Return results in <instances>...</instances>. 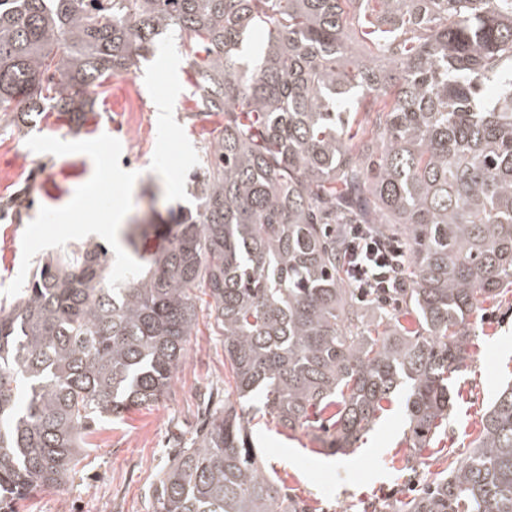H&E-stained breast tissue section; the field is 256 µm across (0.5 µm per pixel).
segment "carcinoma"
I'll list each match as a JSON object with an SVG mask.
<instances>
[{
  "label": "carcinoma",
  "instance_id": "cac0c4a2",
  "mask_svg": "<svg viewBox=\"0 0 512 512\" xmlns=\"http://www.w3.org/2000/svg\"><path fill=\"white\" fill-rule=\"evenodd\" d=\"M163 34L196 115L223 118L195 206L127 237L122 278L90 239L0 307V512L66 483L97 423L165 397L203 309L233 385L154 512H310L260 469L235 404L258 396L343 454L401 393L425 448L470 318L512 288V0H0V118L93 111ZM347 224L402 243V287L348 285ZM151 234L167 245L146 255ZM389 509L512 512V385L465 457Z\"/></svg>",
  "mask_w": 512,
  "mask_h": 512
}]
</instances>
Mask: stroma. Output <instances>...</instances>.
<instances>
[{"instance_id":"35a3bbf8","label":"stroma","mask_w":512,"mask_h":512,"mask_svg":"<svg viewBox=\"0 0 512 512\" xmlns=\"http://www.w3.org/2000/svg\"><path fill=\"white\" fill-rule=\"evenodd\" d=\"M196 79L175 44L166 43L135 73L112 77L93 111L77 117L44 113L36 125L0 120V302L10 303L37 266L64 243L112 242L111 216H142L159 195L161 213L192 207L190 176L217 117L195 115ZM144 103L137 148L129 146L130 94ZM24 194L21 208L9 201ZM472 339L454 375L448 432L423 449L414 471L400 399L347 454L331 456L314 433L292 431L250 410L262 469L315 512H363L371 501L435 479L464 456L501 385L512 380V290L471 319ZM224 342L199 321L169 394L105 422L76 473L60 488L31 495L19 512H153V492L206 415L205 392H223Z\"/></svg>"}]
</instances>
